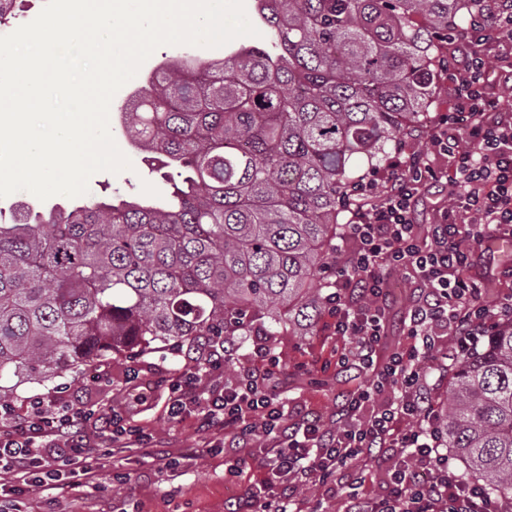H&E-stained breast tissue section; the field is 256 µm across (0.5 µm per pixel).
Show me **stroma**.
<instances>
[{"mask_svg": "<svg viewBox=\"0 0 512 512\" xmlns=\"http://www.w3.org/2000/svg\"><path fill=\"white\" fill-rule=\"evenodd\" d=\"M179 56L220 59L224 50L163 45L151 54L137 75L116 92L109 108L111 134L133 167L118 174L107 171L93 174L88 181L89 192L120 191L145 198L161 194L163 186L149 173L142 153L128 145L119 114L133 91L140 89L150 74L159 72ZM506 266L512 267V251L496 253L486 245L479 248L474 274L483 284L487 302H495L501 294L512 290V279L501 274ZM260 342L267 344L272 354L287 365L286 395L294 405H306L327 415L355 386L354 381L337 376L341 343L327 335L322 327L311 329L297 324L288 335L269 336L263 324H254L250 335L237 337L235 362H243ZM107 365L111 379L106 385L93 382V368L72 365L47 386L22 382L14 389V398L23 399L60 388L66 397L81 401L95 413L85 425V434L98 445L96 476L59 499L53 506L54 512H224L225 501L246 487L242 481L232 486L225 484L224 471L231 465V458L205 451L195 460H183L184 449L197 442L193 424L175 423L167 416L166 387L169 380L183 373V358L166 346L131 359H111ZM132 371L139 375V387L135 390L148 401L147 409L140 416L141 423L151 434L153 443L162 446L169 459L176 461L175 469L165 468L136 452L113 453L112 439L103 432L102 414L108 413L133 390L127 382ZM118 473L124 474V482L115 481Z\"/></svg>", "mask_w": 512, "mask_h": 512, "instance_id": "obj_1", "label": "stroma"}]
</instances>
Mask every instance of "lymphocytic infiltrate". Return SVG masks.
<instances>
[{"mask_svg":"<svg viewBox=\"0 0 512 512\" xmlns=\"http://www.w3.org/2000/svg\"><path fill=\"white\" fill-rule=\"evenodd\" d=\"M449 41L461 45L462 57L445 67L452 101L428 133L431 149L394 156L386 175L371 173L355 186L364 205L351 215V247L338 255L325 298L337 336L348 342L341 371L367 381L327 418L285 401L284 372L265 345L254 346L232 378L203 383L224 369L223 343L207 340L184 379L168 387L169 419L191 420L204 447L232 456L227 478L249 481L226 512H309L301 491L310 485L329 488L340 512H512L443 452L428 383L435 363L476 351L483 337L512 325V292L487 304L471 274L486 240L512 238V113L497 109L485 53L487 44L512 43V0H487ZM435 155L448 164L459 205L422 228L415 208L439 179ZM391 270L412 285L408 341L382 357ZM136 415L123 402L106 417L117 451L151 448ZM90 417L54 393L0 402V494L40 487L59 499L74 478H93V452L81 436ZM383 460L385 491L366 497L362 488Z\"/></svg>","mask_w":512,"mask_h":512,"instance_id":"1","label":"lymphocytic infiltrate"}]
</instances>
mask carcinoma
<instances>
[{
  "label": "carcinoma",
  "instance_id": "1",
  "mask_svg": "<svg viewBox=\"0 0 512 512\" xmlns=\"http://www.w3.org/2000/svg\"><path fill=\"white\" fill-rule=\"evenodd\" d=\"M481 2L255 0L263 42L155 75L123 120L161 197L0 224V378L314 326L349 186L427 128L448 34ZM447 373L442 447L512 501V326Z\"/></svg>",
  "mask_w": 512,
  "mask_h": 512
}]
</instances>
